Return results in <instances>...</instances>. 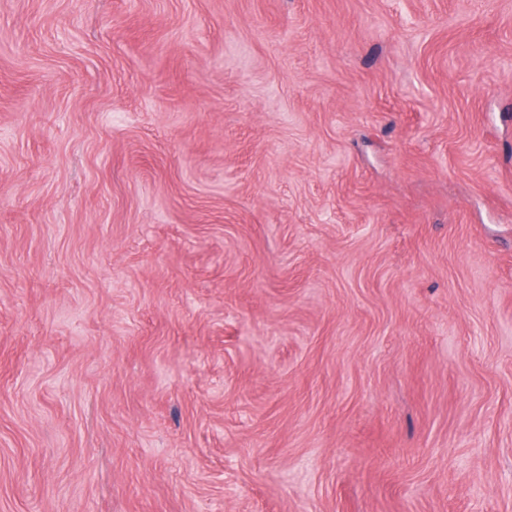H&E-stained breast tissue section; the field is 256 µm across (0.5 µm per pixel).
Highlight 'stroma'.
I'll return each mask as SVG.
<instances>
[{"instance_id":"obj_1","label":"stroma","mask_w":512,"mask_h":512,"mask_svg":"<svg viewBox=\"0 0 512 512\" xmlns=\"http://www.w3.org/2000/svg\"><path fill=\"white\" fill-rule=\"evenodd\" d=\"M0 512H512V0H0Z\"/></svg>"}]
</instances>
